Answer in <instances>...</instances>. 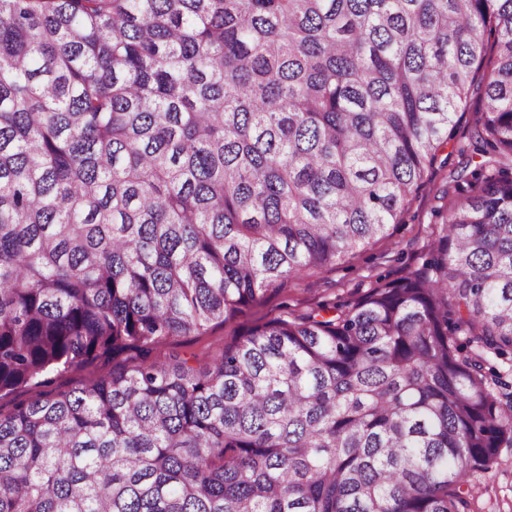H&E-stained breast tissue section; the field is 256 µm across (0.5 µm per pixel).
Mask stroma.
Masks as SVG:
<instances>
[{
  "mask_svg": "<svg viewBox=\"0 0 512 512\" xmlns=\"http://www.w3.org/2000/svg\"><path fill=\"white\" fill-rule=\"evenodd\" d=\"M447 174V169L438 166L429 171L423 186L408 203L402 222L391 228L387 238L354 257L337 261L329 269L268 290L260 304L224 324L211 326L203 335L167 340L156 347L155 357L164 360L178 355L202 366L254 325L303 316L323 304L354 300L370 288L398 280L406 270L420 267L436 234L434 212L448 204ZM471 482L470 512H512V448L500 449L490 469L474 473Z\"/></svg>",
  "mask_w": 512,
  "mask_h": 512,
  "instance_id": "35a3bbf8",
  "label": "stroma"
}]
</instances>
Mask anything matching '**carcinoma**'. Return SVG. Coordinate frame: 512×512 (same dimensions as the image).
<instances>
[{"label":"carcinoma","mask_w":512,"mask_h":512,"mask_svg":"<svg viewBox=\"0 0 512 512\" xmlns=\"http://www.w3.org/2000/svg\"><path fill=\"white\" fill-rule=\"evenodd\" d=\"M429 258L152 357L389 236ZM0 512H467L512 447V0H0ZM477 104L470 102L457 126L456 141L466 140L477 118ZM451 144V145H452ZM447 146L428 172L423 186L406 206L402 223L395 224L390 235L369 245L355 257L336 262L329 269L292 279L285 288H270L260 304L252 306L224 325H213L201 336L167 340L157 346L153 356L169 359L172 355L192 358L196 367L210 361L224 345L248 328L273 319L303 316L321 304H343L356 299L380 283L400 279L407 269L420 267L427 258L428 245L436 235L434 210L448 205V168L441 161L451 151ZM86 376V372L73 371L71 369H59L50 376V383L46 386H27L18 388L14 392L0 396V412L7 415L13 411L16 405L36 399L41 392L47 391H68L78 381Z\"/></svg>","instance_id":"obj_1"}]
</instances>
